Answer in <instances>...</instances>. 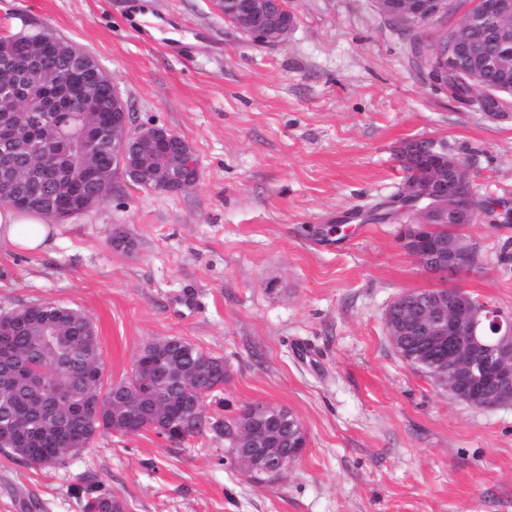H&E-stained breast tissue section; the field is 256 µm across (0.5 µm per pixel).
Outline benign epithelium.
I'll return each mask as SVG.
<instances>
[{
	"label": "benign epithelium",
	"instance_id": "obj_1",
	"mask_svg": "<svg viewBox=\"0 0 512 512\" xmlns=\"http://www.w3.org/2000/svg\"><path fill=\"white\" fill-rule=\"evenodd\" d=\"M379 11L387 18L410 29L425 26L438 17L460 15L459 25L478 17L507 18L512 20V0H472L462 4L458 0H377ZM225 10L236 23L241 34L263 43L274 44L283 40L291 23L277 13L270 0H224ZM61 61L56 66H43L42 78L60 79L66 68L82 66L79 57L84 55L77 47L64 44ZM441 69L446 71L461 55L476 52L471 42L460 37L450 43L435 46ZM114 115L123 121L112 122V130L99 129L90 141L77 145L78 157L86 163L95 156V150L112 146V162L117 164L120 177H125L124 165L128 147L140 138L150 139V146L166 147L169 168L178 172L171 180L147 186L156 192L178 193L194 185V181L180 175L183 155L173 147L177 135L160 127L130 126L129 112L117 89H112ZM59 104L40 102L29 108L31 123L41 126L52 124ZM436 144L430 140H410L399 149V157L412 166L410 179L406 180L399 200L414 206L417 219L402 225V248L419 261L432 274L457 272L473 265L477 259L476 246L466 240H434L429 230L434 224H459L467 226L477 220L479 209L465 201L461 178L468 171L466 163L457 157L448 158V164H427ZM32 146L28 140L14 138L0 149V176L12 178L20 171L21 157L31 158ZM28 173L46 182L70 177V170L60 166L53 152L42 147L37 162L30 165ZM107 176L97 174L93 187L86 196V208L100 205L105 199L102 184ZM384 322L388 335L410 336L429 347L438 365L444 367L441 388L448 396L475 408H491L512 403V317L496 306L482 302L460 288H448V293L419 299L411 292L396 297L387 307ZM19 315L0 314V367L11 375L33 384L40 407L55 411L67 403V396L60 388L49 384L44 368L18 353L14 345L15 333L22 326ZM268 407L252 405L247 415L253 422L233 430L237 436L234 461L244 463L254 460L259 471L268 479L281 478L299 459L304 446L299 445L286 456L270 454L275 430L260 426L257 419H264ZM170 413L165 409H151L145 419L148 428L160 433L167 425Z\"/></svg>",
	"mask_w": 512,
	"mask_h": 512
}]
</instances>
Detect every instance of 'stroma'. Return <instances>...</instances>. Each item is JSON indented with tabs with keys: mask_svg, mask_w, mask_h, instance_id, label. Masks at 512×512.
<instances>
[{
	"mask_svg": "<svg viewBox=\"0 0 512 512\" xmlns=\"http://www.w3.org/2000/svg\"><path fill=\"white\" fill-rule=\"evenodd\" d=\"M132 2L0 0V36L43 27L93 56L133 126L190 143L198 179L179 193L121 180L54 223L47 250L0 244V311L81 309L107 383L171 337L223 358L228 375L199 433L105 432L46 468L0 455V512H82L99 493L125 512H512V404L450 399L383 323L402 292L452 286L512 314V223L479 216L465 229L477 265L432 275L399 225L357 218L400 192L409 139L446 143L482 197L512 208V112L434 90L375 0H287L292 29L275 44L235 31L212 0H154L201 28L184 57L138 38ZM116 226L127 246L112 245ZM186 290L198 299L187 319L173 311ZM250 405L305 429L280 480H251L229 453L224 428Z\"/></svg>",
	"mask_w": 512,
	"mask_h": 512,
	"instance_id": "35a3bbf8",
	"label": "stroma"
}]
</instances>
